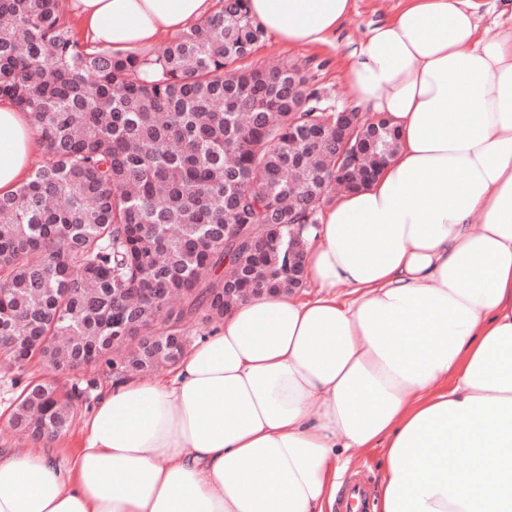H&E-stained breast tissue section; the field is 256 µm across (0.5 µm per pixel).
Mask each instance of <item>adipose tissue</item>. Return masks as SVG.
Listing matches in <instances>:
<instances>
[{
  "instance_id": "obj_1",
  "label": "adipose tissue",
  "mask_w": 512,
  "mask_h": 512,
  "mask_svg": "<svg viewBox=\"0 0 512 512\" xmlns=\"http://www.w3.org/2000/svg\"><path fill=\"white\" fill-rule=\"evenodd\" d=\"M65 4L92 46L126 51L213 12ZM479 7L401 0L341 55L355 107L389 119L398 149L304 232L316 297L249 298L171 378L113 380L68 468L42 447L0 452V512H332L369 448L379 512H512V18L490 36ZM353 9L248 2L288 47H334ZM37 147L1 100V196ZM382 452L379 448L373 450L366 451H358L355 452L351 462L348 464V467L344 474L347 471L352 470H365L370 475L372 482L375 487V494L378 485V477L380 471V465L382 463ZM343 474V476H344Z\"/></svg>"
}]
</instances>
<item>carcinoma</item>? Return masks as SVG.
Wrapping results in <instances>:
<instances>
[{
    "mask_svg": "<svg viewBox=\"0 0 512 512\" xmlns=\"http://www.w3.org/2000/svg\"><path fill=\"white\" fill-rule=\"evenodd\" d=\"M248 0L161 50L89 52L61 0H0V99L41 134L42 159L0 197V360L34 358L64 375L106 366L114 376L175 365L194 317L224 318V280L239 303L292 292L295 224L318 223L336 187V133L324 92L298 70L243 69L264 37ZM304 103L299 112L288 103ZM398 146L380 118L361 123L352 150L373 172ZM282 225L260 257L235 246ZM132 340L112 345V337ZM84 390L29 384L11 425L30 440L71 426Z\"/></svg>",
    "mask_w": 512,
    "mask_h": 512,
    "instance_id": "carcinoma-1",
    "label": "carcinoma"
}]
</instances>
